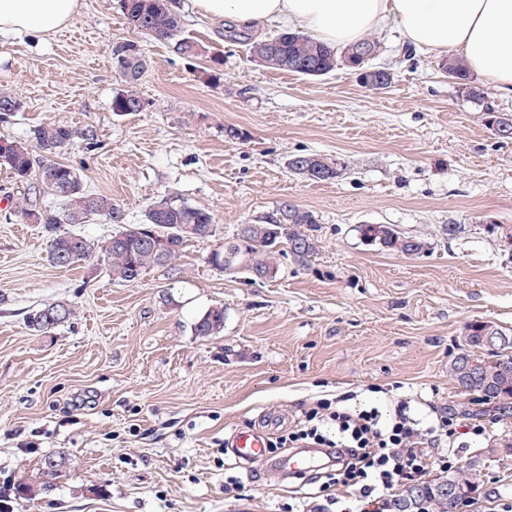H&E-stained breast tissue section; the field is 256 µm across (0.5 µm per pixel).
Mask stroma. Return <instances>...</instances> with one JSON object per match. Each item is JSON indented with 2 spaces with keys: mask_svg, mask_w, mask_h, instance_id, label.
<instances>
[{
  "mask_svg": "<svg viewBox=\"0 0 512 512\" xmlns=\"http://www.w3.org/2000/svg\"><path fill=\"white\" fill-rule=\"evenodd\" d=\"M176 9L204 49L196 59L129 28L116 0H82L73 24L44 41L0 38V91L23 103L0 114V139L27 140L44 122L92 128L93 145L59 155L86 190L111 196L133 224L166 197L207 209L215 224L175 268L133 285L100 261L60 268L40 226L15 215L50 196L36 177L0 167V490L64 451L66 475L34 500L13 499L15 512H312L317 485L288 477L276 458L236 466L226 445L239 429L288 434L337 397L386 416L405 401L424 426L453 418L457 464L480 473L468 512H512V455L501 452L512 414L458 394L448 373L470 323L512 331V144L484 114H512V98L491 88L475 104L439 55H404L393 29L378 35L377 61L394 81L372 91L344 68L310 78L254 65L249 40L278 25L244 26L233 41L193 0ZM125 40L145 52L135 89L148 105L118 114L112 98L126 84L112 47ZM230 126L243 138H226ZM296 153L337 160L342 174L304 180L288 168ZM286 202L319 220L309 265L284 259L255 281L209 264L241 224L267 223ZM367 224L425 248L386 251L364 237ZM60 300L75 308L67 324L28 328L31 310ZM215 306L223 332L195 335ZM473 422L482 434L467 432ZM228 470L240 488L225 490Z\"/></svg>",
  "mask_w": 512,
  "mask_h": 512,
  "instance_id": "stroma-1",
  "label": "stroma"
}]
</instances>
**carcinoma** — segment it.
<instances>
[{
    "mask_svg": "<svg viewBox=\"0 0 512 512\" xmlns=\"http://www.w3.org/2000/svg\"><path fill=\"white\" fill-rule=\"evenodd\" d=\"M120 11L134 29L158 41L175 42L181 55L193 49L195 40L184 34L181 17L173 10L171 0H118ZM376 48L378 43L364 37L342 48H332L317 37L293 29H284L270 39L252 42L251 57L261 65L297 73L306 77H322L348 67L342 53L358 46ZM116 70L129 85L135 84L146 67L142 50L124 59H115ZM449 78L466 91V96L476 103L486 98L484 88L471 77L464 60L450 56L442 61ZM141 96L132 89L122 90L112 98V111L137 112ZM94 131L78 129L55 122L43 123L32 130L29 142L0 140V166L8 168L20 180L37 174L45 193L58 206L18 208L16 215L24 222L35 220L48 236L49 261L58 267L68 268L95 257L105 262L112 278L127 284L140 282L150 270L168 267L180 256L184 244L192 239L212 236V214L184 202L163 198L151 204L138 224L127 222L123 207L112 199L84 190L76 170L57 160L61 151L78 142L93 144ZM292 173L314 182L334 181L341 175L338 163L315 153L294 154L288 159ZM117 225L112 236L103 241H93L73 231L60 230L62 224H86L97 218ZM276 223L288 226L279 236L271 234V224H251L248 236L234 237L224 243V250L215 251L209 263L222 269L224 257L233 251L244 257L237 272L252 277L272 278L278 273L280 257L291 255L301 264L309 262L318 249V221L313 212L291 203H284L277 210ZM161 237L165 243L157 247L150 239ZM380 246L388 251L416 255L423 251L425 242L401 235L397 230L385 231ZM72 306L57 301L33 311L27 317L30 330L46 334L69 322ZM224 330V308L208 309L194 323L195 334L202 337L217 336ZM485 323L475 322L468 327V349L451 360L448 372L461 394H477L486 398H512V333L498 331L495 360L488 361L479 355L486 350ZM70 468V458L64 452L50 454L40 460V482H19L18 497L32 500L42 491L55 486ZM446 476L455 485L474 493L479 488L476 469H448ZM456 501L444 496L439 489V479L402 489L387 504V512H455Z\"/></svg>",
    "mask_w": 512,
    "mask_h": 512,
    "instance_id": "carcinoma-1",
    "label": "carcinoma"
}]
</instances>
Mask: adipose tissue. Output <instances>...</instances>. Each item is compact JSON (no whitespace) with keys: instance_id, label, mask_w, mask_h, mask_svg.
I'll use <instances>...</instances> for the list:
<instances>
[{"instance_id":"1","label":"adipose tissue","mask_w":512,"mask_h":512,"mask_svg":"<svg viewBox=\"0 0 512 512\" xmlns=\"http://www.w3.org/2000/svg\"><path fill=\"white\" fill-rule=\"evenodd\" d=\"M199 15L248 25L285 22L342 47L397 27L412 46L462 58L512 94V0H195ZM80 0H0V37H49L78 15Z\"/></svg>"}]
</instances>
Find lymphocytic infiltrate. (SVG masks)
I'll return each mask as SVG.
<instances>
[{
  "mask_svg": "<svg viewBox=\"0 0 512 512\" xmlns=\"http://www.w3.org/2000/svg\"><path fill=\"white\" fill-rule=\"evenodd\" d=\"M332 433H324V426ZM456 429L452 420L440 418L438 424L419 427L405 409H398L389 424H381L378 409L354 412L327 400L306 411L297 430L280 438L282 448H322L328 464L316 473L320 492L327 505H334L335 487H343L360 504L359 512H370L371 505L385 504L405 482L423 477L433 466H447L454 448L431 456L429 441L452 439Z\"/></svg>",
  "mask_w": 512,
  "mask_h": 512,
  "instance_id": "obj_1",
  "label": "lymphocytic infiltrate"
}]
</instances>
